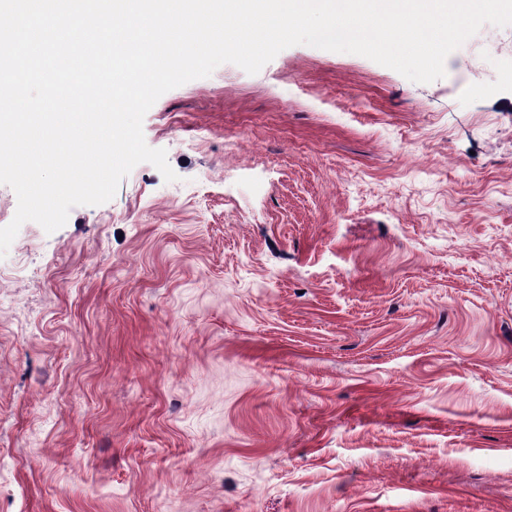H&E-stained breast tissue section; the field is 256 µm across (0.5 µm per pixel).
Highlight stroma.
<instances>
[{"instance_id":"35a3bbf8","label":"stroma","mask_w":512,"mask_h":512,"mask_svg":"<svg viewBox=\"0 0 512 512\" xmlns=\"http://www.w3.org/2000/svg\"><path fill=\"white\" fill-rule=\"evenodd\" d=\"M295 45L0 258V512H512V26Z\"/></svg>"}]
</instances>
